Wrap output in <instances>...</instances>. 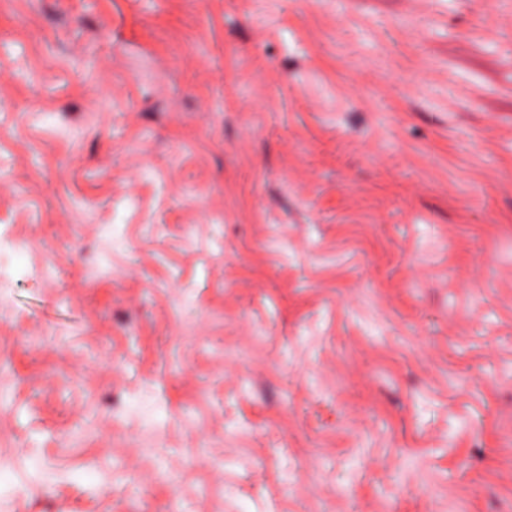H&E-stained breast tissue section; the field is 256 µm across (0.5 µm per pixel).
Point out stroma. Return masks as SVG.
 Masks as SVG:
<instances>
[{
    "instance_id": "1",
    "label": "stroma",
    "mask_w": 512,
    "mask_h": 512,
    "mask_svg": "<svg viewBox=\"0 0 512 512\" xmlns=\"http://www.w3.org/2000/svg\"><path fill=\"white\" fill-rule=\"evenodd\" d=\"M0 512H512V0H0Z\"/></svg>"
}]
</instances>
